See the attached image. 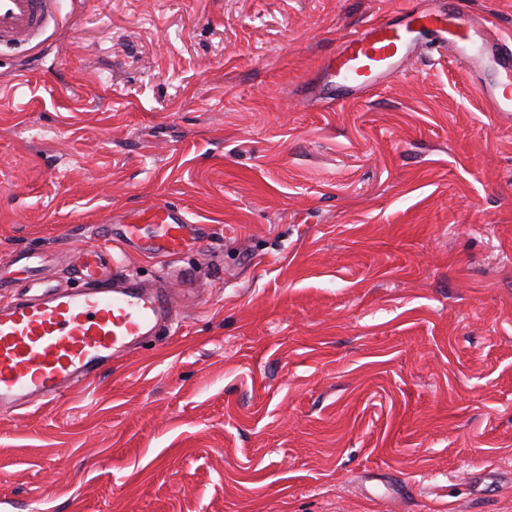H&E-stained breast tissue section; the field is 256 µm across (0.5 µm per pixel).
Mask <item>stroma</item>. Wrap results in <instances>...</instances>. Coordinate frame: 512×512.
<instances>
[{"label": "stroma", "mask_w": 512, "mask_h": 512, "mask_svg": "<svg viewBox=\"0 0 512 512\" xmlns=\"http://www.w3.org/2000/svg\"><path fill=\"white\" fill-rule=\"evenodd\" d=\"M433 0H58L0 51V256L65 284L95 225H205L170 334L0 416V512H512V117L431 53L311 93Z\"/></svg>", "instance_id": "35a3bbf8"}]
</instances>
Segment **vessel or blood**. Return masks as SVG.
<instances>
[{
  "mask_svg": "<svg viewBox=\"0 0 512 512\" xmlns=\"http://www.w3.org/2000/svg\"><path fill=\"white\" fill-rule=\"evenodd\" d=\"M56 4L0 0V47L34 44L56 23ZM423 48L451 53L471 68L493 61L497 78L480 93L497 114L512 113V43L488 38L458 0H435L434 7L406 12L401 21L378 19L350 33L325 59L314 92L329 101L356 98ZM94 231L162 257L179 256L202 238L201 226L163 199ZM17 272L35 276V252L0 258V415L61 399L76 382L94 379L147 338L172 329L176 319L168 276L146 284L124 272L121 258L100 250L81 256L76 290L49 285L34 294L3 295Z\"/></svg>",
  "mask_w": 512,
  "mask_h": 512,
  "instance_id": "vessel-or-blood-1",
  "label": "vessel or blood"
}]
</instances>
